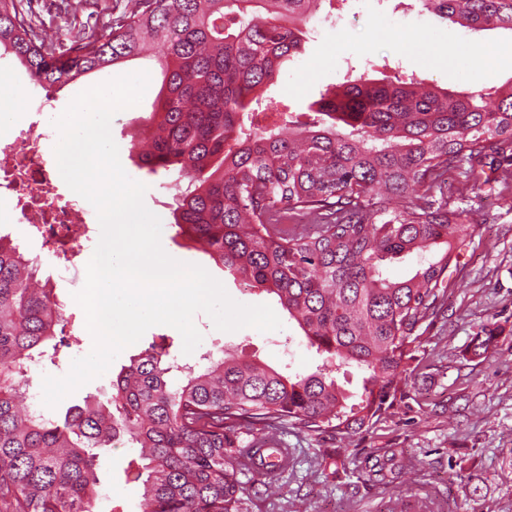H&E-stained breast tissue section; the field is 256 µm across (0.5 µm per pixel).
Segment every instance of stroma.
Listing matches in <instances>:
<instances>
[{
    "label": "stroma",
    "instance_id": "obj_1",
    "mask_svg": "<svg viewBox=\"0 0 512 512\" xmlns=\"http://www.w3.org/2000/svg\"><path fill=\"white\" fill-rule=\"evenodd\" d=\"M134 4L135 0H33L31 10L47 32L61 26L76 33L83 30L89 14L107 6ZM386 65L415 72L424 82L454 93L485 84L505 85L512 82V32L469 31L421 6L400 5L399 0H334L333 5H321L309 25L303 54L267 86L266 96L303 110L326 88L342 82L348 72L374 78ZM139 71L149 73L148 88L139 104L113 116L111 134L126 173L147 187L144 203L162 222L163 249L176 260L205 268L235 301L276 306L274 296L248 291L208 256L190 250L174 225V200L163 186L164 175L140 170L131 156V143L143 136L162 84L155 59L133 61L118 69L122 75ZM448 198L468 211L477 226L478 246L462 252L444 314L414 348L418 367L394 414L346 440L345 461L333 477L325 475L316 459L317 449L331 447V440L289 430L285 440L295 450L294 463L282 478V489L256 497L249 512H512V204L489 188L463 185L454 171L448 175ZM81 288L76 282L58 289L57 298L71 330L83 342L63 351L56 363L34 367L31 395L41 396L43 376H65L72 361L92 349L85 314L73 298ZM486 321L499 327L496 351L484 359L471 358L466 349L478 325ZM194 323L202 341L186 356L191 363L219 348L274 369L289 363L305 371L316 361L314 349L288 321L282 329L267 333L252 328L223 332L203 313L195 316ZM176 334L169 326L151 327L142 343L120 353L109 373L63 399L52 409V416L63 417L68 407L90 393L109 398L113 372L138 354L143 343L170 336L172 354H183ZM380 448L395 449L411 462L388 486L368 479ZM131 456V448L123 444L103 453L98 470L100 512H141V493L126 479ZM461 470L470 474L477 493L452 482V475Z\"/></svg>",
    "mask_w": 512,
    "mask_h": 512
}]
</instances>
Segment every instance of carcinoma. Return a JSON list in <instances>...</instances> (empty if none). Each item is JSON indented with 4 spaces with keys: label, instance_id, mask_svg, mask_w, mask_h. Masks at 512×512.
I'll list each match as a JSON object with an SVG mask.
<instances>
[{
    "label": "carcinoma",
    "instance_id": "1",
    "mask_svg": "<svg viewBox=\"0 0 512 512\" xmlns=\"http://www.w3.org/2000/svg\"><path fill=\"white\" fill-rule=\"evenodd\" d=\"M323 0H136L60 51L0 0V49L43 88L109 73L155 49L162 90L138 167L167 176L176 226L249 289L273 294L320 356L283 374L235 357L180 362L154 342L121 366L105 405L59 422L24 404L32 367L81 345L38 264L0 233V512H99L101 452L122 439L147 512H242L249 480L281 488V435L344 441L392 416L412 346L438 317L474 225L450 208L448 170L472 187L512 176V85L452 94L418 79L351 77L317 109L281 110L262 90L301 53ZM471 31H512V0H419ZM410 259L411 274L388 273ZM483 323L469 348L494 353ZM363 372L360 393L336 373ZM371 470L389 484L385 463Z\"/></svg>",
    "mask_w": 512,
    "mask_h": 512
}]
</instances>
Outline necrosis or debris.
<instances>
[{
	"instance_id": "1",
	"label": "necrosis or debris",
	"mask_w": 512,
	"mask_h": 512,
	"mask_svg": "<svg viewBox=\"0 0 512 512\" xmlns=\"http://www.w3.org/2000/svg\"><path fill=\"white\" fill-rule=\"evenodd\" d=\"M52 104L36 91L27 94L25 112L7 136L0 138V215L25 225L41 239L49 255L61 250L80 254L100 238L95 208L76 193H58L55 170L43 151L56 133L49 115ZM77 225L78 234L62 236L60 225Z\"/></svg>"
}]
</instances>
